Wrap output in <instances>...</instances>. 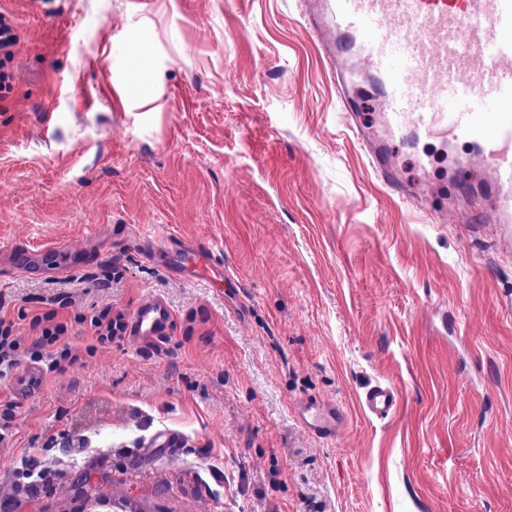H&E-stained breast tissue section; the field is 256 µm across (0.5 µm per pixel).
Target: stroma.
Segmentation results:
<instances>
[{
    "label": "stroma",
    "mask_w": 512,
    "mask_h": 512,
    "mask_svg": "<svg viewBox=\"0 0 512 512\" xmlns=\"http://www.w3.org/2000/svg\"><path fill=\"white\" fill-rule=\"evenodd\" d=\"M308 0H0V312L32 362L55 312L80 366L0 380V512H512V246L469 224V149L395 144L400 199L336 95ZM128 90L119 99L120 90ZM20 244L64 247L34 279ZM207 248L230 280L184 279ZM158 295L165 342L96 344ZM396 388L395 410L361 407ZM335 407V436L298 403ZM171 435L176 452L150 448ZM18 35L6 15L0 13V93L10 88L11 73L4 71L6 64L12 60L13 48ZM91 326L96 341L104 344L121 337L125 333L126 322L122 313L112 316V308L106 307L91 319ZM43 369L30 365L25 367L16 378L15 390L20 399H27L40 391ZM396 404V391L392 387L382 384L368 388L362 399L364 410L378 418H384L392 413Z\"/></svg>",
    "instance_id": "obj_1"
}]
</instances>
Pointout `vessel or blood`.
<instances>
[{
  "instance_id": "obj_1",
  "label": "vessel or blood",
  "mask_w": 512,
  "mask_h": 512,
  "mask_svg": "<svg viewBox=\"0 0 512 512\" xmlns=\"http://www.w3.org/2000/svg\"><path fill=\"white\" fill-rule=\"evenodd\" d=\"M312 28L332 27L335 42L325 53L338 63L363 64L381 98V135L355 134L383 182L402 196L412 191L392 167L386 142L466 140L488 170L490 191L477 209L483 224L512 223V0H316ZM14 264L28 276L44 271L43 252L20 247ZM192 278L217 287L224 273L204 248L183 251L179 263ZM171 313L164 299L147 298L133 313L127 333L146 343L164 341ZM43 370L30 365L16 378L26 399L39 392ZM397 394L387 385L368 388L362 406L383 418L395 409ZM303 425L334 436V409L306 401L298 406Z\"/></svg>"
}]
</instances>
